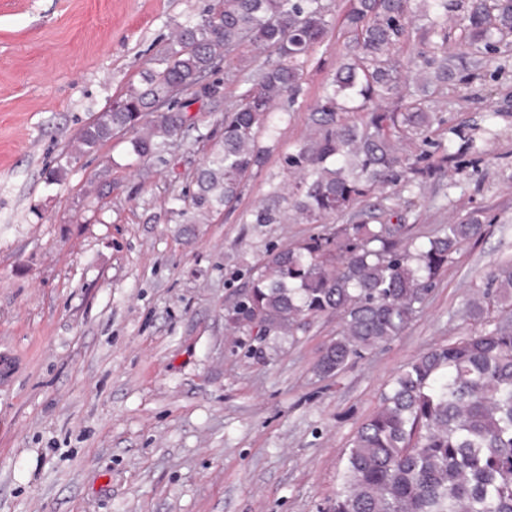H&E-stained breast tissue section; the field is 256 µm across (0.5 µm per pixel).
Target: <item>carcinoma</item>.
Segmentation results:
<instances>
[{"label": "carcinoma", "instance_id": "obj_1", "mask_svg": "<svg viewBox=\"0 0 512 512\" xmlns=\"http://www.w3.org/2000/svg\"><path fill=\"white\" fill-rule=\"evenodd\" d=\"M456 0H349L342 61L312 109L314 136L284 164L292 183L275 187L252 211V224H312L290 246L272 248L224 312L227 325L259 336H295L321 316L339 329L316 371L333 376L400 335L422 307L449 257L482 236L473 217L447 224L420 244L390 197L359 205L393 185L410 189L450 161L477 154L460 131L448 145L431 140L442 117L424 106L453 77L448 13ZM327 0H218L150 60L145 86L116 97L79 135L85 154L116 130L134 133L132 152L167 163L170 138L195 122L180 95L201 85L213 100L224 60L243 44L267 52L238 74L240 103L224 111L222 132L194 176L186 224H205L240 195L272 147L274 104L294 111L312 51L333 27ZM512 32V0H472L462 39L488 52L495 34ZM427 50L405 77L395 49L412 34ZM344 112H360L352 121ZM416 151L401 155L397 144ZM338 216L347 223L329 226ZM482 329L432 348L398 374L380 408L347 449L329 512H512V265L491 270L486 289L464 304Z\"/></svg>", "mask_w": 512, "mask_h": 512}]
</instances>
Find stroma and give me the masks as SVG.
Wrapping results in <instances>:
<instances>
[{"mask_svg": "<svg viewBox=\"0 0 512 512\" xmlns=\"http://www.w3.org/2000/svg\"><path fill=\"white\" fill-rule=\"evenodd\" d=\"M215 0H0V512H327L343 455L388 381L419 354L472 332L465 299L512 262V33L489 56L448 23V51L479 64L437 103L485 150L409 191L411 238L481 213L486 232L452 255L409 327L331 377L316 362L334 317L307 332L226 330L224 310L271 246L307 224H252L283 158L313 133L310 110L343 52L332 29L312 52L294 112L239 200L183 223L192 178L236 105L242 45L219 74L220 105L183 94L196 128L167 164L120 131L76 156L82 128L143 87L149 57Z\"/></svg>", "mask_w": 512, "mask_h": 512, "instance_id": "stroma-1", "label": "stroma"}]
</instances>
